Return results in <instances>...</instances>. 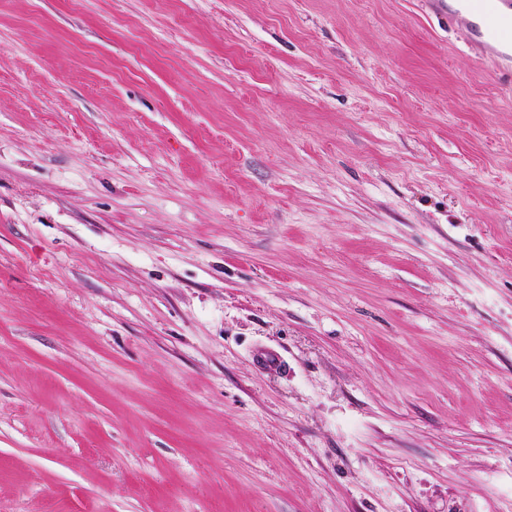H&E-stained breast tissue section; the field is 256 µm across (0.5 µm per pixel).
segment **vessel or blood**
Wrapping results in <instances>:
<instances>
[{
	"label": "vessel or blood",
	"instance_id": "vessel-or-blood-1",
	"mask_svg": "<svg viewBox=\"0 0 512 512\" xmlns=\"http://www.w3.org/2000/svg\"><path fill=\"white\" fill-rule=\"evenodd\" d=\"M463 5L484 22L479 42L490 61L501 67L512 65V0H463Z\"/></svg>",
	"mask_w": 512,
	"mask_h": 512
}]
</instances>
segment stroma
<instances>
[{"label":"stroma","mask_w":512,"mask_h":512,"mask_svg":"<svg viewBox=\"0 0 512 512\" xmlns=\"http://www.w3.org/2000/svg\"><path fill=\"white\" fill-rule=\"evenodd\" d=\"M0 512H512L467 16L0 0Z\"/></svg>","instance_id":"stroma-1"}]
</instances>
